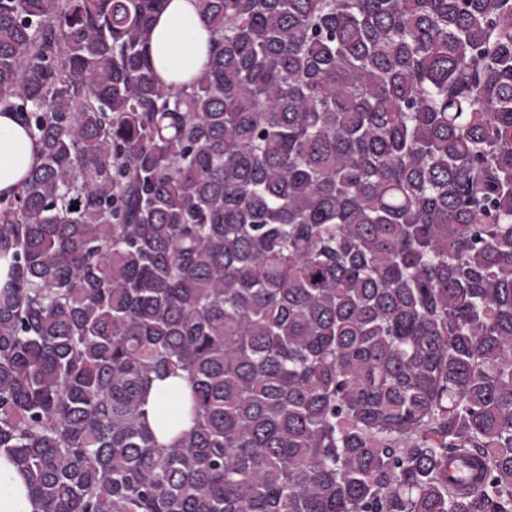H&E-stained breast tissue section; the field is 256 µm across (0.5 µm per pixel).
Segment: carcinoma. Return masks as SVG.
I'll list each match as a JSON object with an SVG mask.
<instances>
[{"instance_id": "1", "label": "carcinoma", "mask_w": 512, "mask_h": 512, "mask_svg": "<svg viewBox=\"0 0 512 512\" xmlns=\"http://www.w3.org/2000/svg\"><path fill=\"white\" fill-rule=\"evenodd\" d=\"M0 0V448L41 512H512V0ZM182 374L190 430L143 410ZM212 37L198 17V0H169L156 17L151 53L157 77L179 87L207 64ZM39 162V146L15 113L0 114V193H12Z\"/></svg>"}]
</instances>
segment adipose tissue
I'll use <instances>...</instances> for the list:
<instances>
[{
  "label": "adipose tissue",
  "mask_w": 512,
  "mask_h": 512,
  "mask_svg": "<svg viewBox=\"0 0 512 512\" xmlns=\"http://www.w3.org/2000/svg\"><path fill=\"white\" fill-rule=\"evenodd\" d=\"M212 37L198 17V0H167L157 16L151 38V53L157 77L168 85L190 82L207 64ZM39 161V147L16 114H0V193H12ZM185 379L169 376L154 380L144 410L162 443H169L177 431L189 429L187 416L174 427H163L162 410L178 408L188 399ZM0 512H40L31 498L23 475L0 450Z\"/></svg>",
  "instance_id": "obj_1"
}]
</instances>
